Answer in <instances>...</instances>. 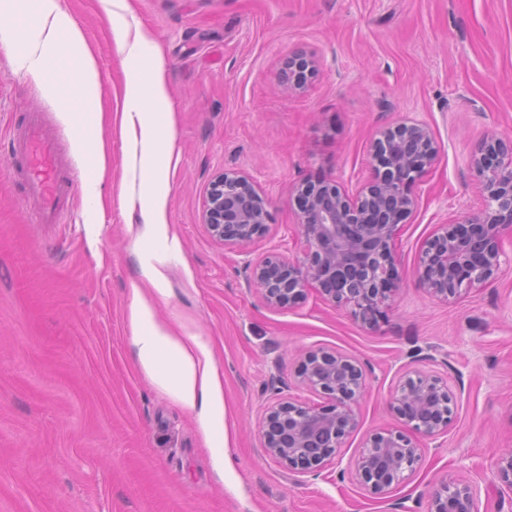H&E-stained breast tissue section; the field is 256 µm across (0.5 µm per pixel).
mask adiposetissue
I'll list each match as a JSON object with an SVG mask.
<instances>
[{
  "mask_svg": "<svg viewBox=\"0 0 512 512\" xmlns=\"http://www.w3.org/2000/svg\"><path fill=\"white\" fill-rule=\"evenodd\" d=\"M3 17L11 23L0 25V49L26 78L51 95L80 159L83 195L98 201L107 168L100 72L80 27L62 0H0ZM130 55L135 62L128 71L122 135L129 144V164L141 176L137 244L143 251L157 245L177 257L181 244L168 224L175 127L165 62L153 33L146 29L138 31ZM140 278L152 294L147 297L140 288L132 290L130 325L139 367L158 391L197 418L214 447H223L224 401L209 344L188 331L175 334L158 320L155 305L165 300L167 290L153 263L141 262Z\"/></svg>",
  "mask_w": 512,
  "mask_h": 512,
  "instance_id": "ef3b65f1",
  "label": "adipose tissue"
}]
</instances>
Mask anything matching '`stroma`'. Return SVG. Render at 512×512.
Instances as JSON below:
<instances>
[{"instance_id":"obj_1","label":"stroma","mask_w":512,"mask_h":512,"mask_svg":"<svg viewBox=\"0 0 512 512\" xmlns=\"http://www.w3.org/2000/svg\"><path fill=\"white\" fill-rule=\"evenodd\" d=\"M63 2L101 74L108 168L89 208L67 126L0 50V512H425L446 478L471 483L481 512H512L496 478L512 449V266L456 302L415 285L435 226L484 205L470 153L489 133L512 138V0H116L118 21L152 31L165 61L176 131L169 224L183 257L153 250L168 289L157 317L210 345L224 394L220 469L197 419L137 363L129 310L140 220L120 202L135 178L117 118L127 53L100 0ZM299 50L314 53L318 71L292 94L278 72ZM32 113L72 186L56 224L38 222L8 146ZM406 117L430 126L440 160L401 230L387 322L369 329L314 292L291 310L264 306L247 263L293 254L291 187L335 176L355 189L372 174L371 140ZM222 171L247 173L270 203L267 233L239 251L202 219ZM310 347L366 370L360 426L316 476L289 472L260 441L276 400L324 404L297 385V354ZM417 369L447 383L452 422L418 438V470L379 498L351 461L370 434L397 427L390 395Z\"/></svg>"}]
</instances>
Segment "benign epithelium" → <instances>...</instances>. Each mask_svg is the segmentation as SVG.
Listing matches in <instances>:
<instances>
[{
    "label": "benign epithelium",
    "mask_w": 512,
    "mask_h": 512,
    "mask_svg": "<svg viewBox=\"0 0 512 512\" xmlns=\"http://www.w3.org/2000/svg\"><path fill=\"white\" fill-rule=\"evenodd\" d=\"M315 72L313 55L297 52L286 58L278 79L297 91ZM370 157L373 175L354 194L326 177L294 186L296 254L270 253L249 262L250 284L266 307L294 308L314 289L327 304L348 310L366 326L385 321L399 290L401 226L416 205L414 189L437 165L439 150L429 126L407 118L379 132ZM470 165L482 180L485 208L439 225L425 242L416 270L418 286L445 301L487 284L504 262V239L512 238V140L486 138ZM204 221L216 242L234 250L265 233L270 212L248 176L226 171L211 184ZM297 379L327 403L280 399L268 406L261 422L262 448L291 472L317 474L359 426L354 405L366 374L352 357L319 347L301 354ZM451 402L448 385L427 371L417 370L400 384L391 407L401 429H382L366 440L354 461L360 483L374 495H385L415 473L422 455L413 436L442 435L451 422ZM497 478L512 490V450L498 458ZM427 512H479L477 492L464 481L446 480L430 492Z\"/></svg>",
    "instance_id": "benign-epithelium-1"
}]
</instances>
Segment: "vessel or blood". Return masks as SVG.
<instances>
[{
	"mask_svg": "<svg viewBox=\"0 0 512 512\" xmlns=\"http://www.w3.org/2000/svg\"><path fill=\"white\" fill-rule=\"evenodd\" d=\"M17 149L26 160L31 190L39 201L41 223H58L70 186L57 172L55 148L45 138L40 122L31 120L24 125Z\"/></svg>",
	"mask_w": 512,
	"mask_h": 512,
	"instance_id": "1",
	"label": "vessel or blood"
}]
</instances>
